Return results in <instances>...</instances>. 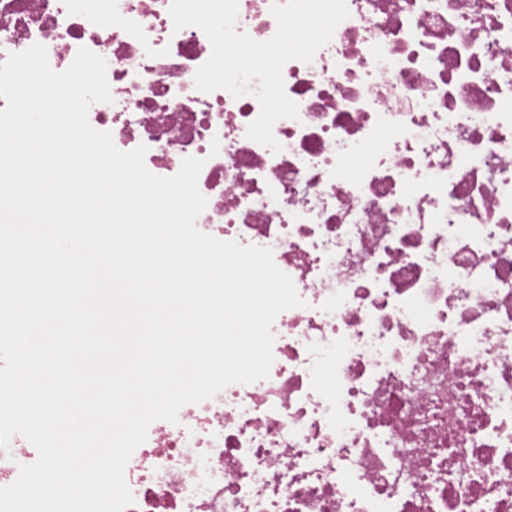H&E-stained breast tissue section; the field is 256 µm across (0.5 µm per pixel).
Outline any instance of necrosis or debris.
<instances>
[{"instance_id": "necrosis-or-debris-1", "label": "necrosis or debris", "mask_w": 512, "mask_h": 512, "mask_svg": "<svg viewBox=\"0 0 512 512\" xmlns=\"http://www.w3.org/2000/svg\"><path fill=\"white\" fill-rule=\"evenodd\" d=\"M270 4L237 32L272 38ZM170 5L0 0V63L102 56L91 126L161 177L204 159L198 230L272 248L304 301L268 379L149 426L125 512H512V0H347L282 69L277 153L254 95L196 89L211 43Z\"/></svg>"}]
</instances>
